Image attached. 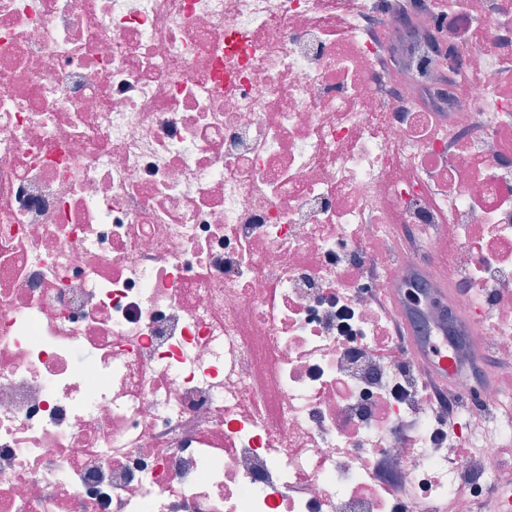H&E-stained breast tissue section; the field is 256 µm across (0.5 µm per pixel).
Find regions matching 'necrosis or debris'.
Returning a JSON list of instances; mask_svg holds the SVG:
<instances>
[{
    "label": "necrosis or debris",
    "instance_id": "1",
    "mask_svg": "<svg viewBox=\"0 0 512 512\" xmlns=\"http://www.w3.org/2000/svg\"><path fill=\"white\" fill-rule=\"evenodd\" d=\"M378 2L0 0V512H471L462 483L512 484V418L471 426L512 372L458 377L439 435L382 356L394 273L360 276L396 253L427 329L447 290L512 358V95L436 19L508 45L512 0L372 39Z\"/></svg>",
    "mask_w": 512,
    "mask_h": 512
}]
</instances>
